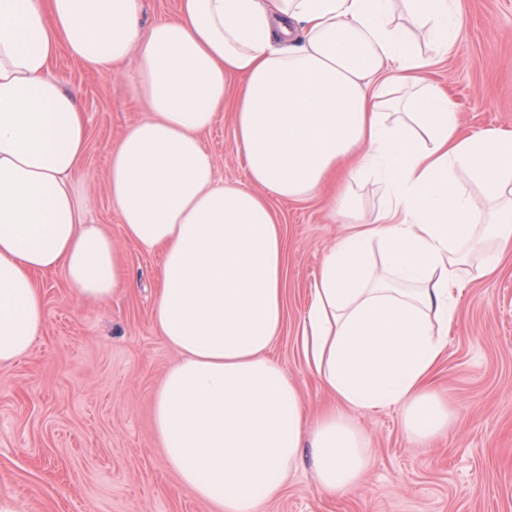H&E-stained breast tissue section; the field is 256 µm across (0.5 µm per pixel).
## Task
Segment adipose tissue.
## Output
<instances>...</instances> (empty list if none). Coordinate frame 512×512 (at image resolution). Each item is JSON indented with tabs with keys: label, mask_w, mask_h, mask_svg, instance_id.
I'll return each instance as SVG.
<instances>
[{
	"label": "adipose tissue",
	"mask_w": 512,
	"mask_h": 512,
	"mask_svg": "<svg viewBox=\"0 0 512 512\" xmlns=\"http://www.w3.org/2000/svg\"><path fill=\"white\" fill-rule=\"evenodd\" d=\"M143 11L0 0V365L43 326L36 274L63 270L81 300L130 286L73 192L87 125L52 63L63 50L107 75L133 61L150 115L111 149L108 192L124 235L162 253L153 314L179 354L152 408L166 465L218 512H261L306 455L320 493L348 491L374 464L349 409L399 408L418 442L447 433L431 377L465 281L495 274L512 243V132L464 133L425 77L462 33L458 0H179L177 18L147 28ZM231 93L246 187L217 180L202 140ZM338 174L349 229L302 330L304 362L337 404L311 420L270 355L284 240L264 195L303 199ZM368 183L382 190L371 218L354 194Z\"/></svg>",
	"instance_id": "ef3b65f1"
}]
</instances>
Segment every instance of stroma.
Listing matches in <instances>:
<instances>
[{"mask_svg": "<svg viewBox=\"0 0 512 512\" xmlns=\"http://www.w3.org/2000/svg\"><path fill=\"white\" fill-rule=\"evenodd\" d=\"M459 6L462 36L427 77L449 95L465 132L512 131V0ZM52 71L77 91L87 123L75 193L90 223L111 235L131 287L89 303L75 297L63 270L37 275L43 327L28 354L0 366V493L16 496L24 512H214L180 488L154 434L153 397L177 359L153 317L162 258L123 236L107 192L110 147L149 109L128 66L99 75L61 53ZM233 110L225 101L203 143L218 178L245 185ZM266 200L285 259L284 324L272 355L314 413L332 396L305 365L302 327L320 262L347 227L331 190ZM432 381L455 414L446 438L411 441L396 408L351 411L375 456L364 482L326 497L305 465L264 512H512V249L493 277L464 286Z\"/></svg>", "mask_w": 512, "mask_h": 512, "instance_id": "35a3bbf8", "label": "stroma"}]
</instances>
